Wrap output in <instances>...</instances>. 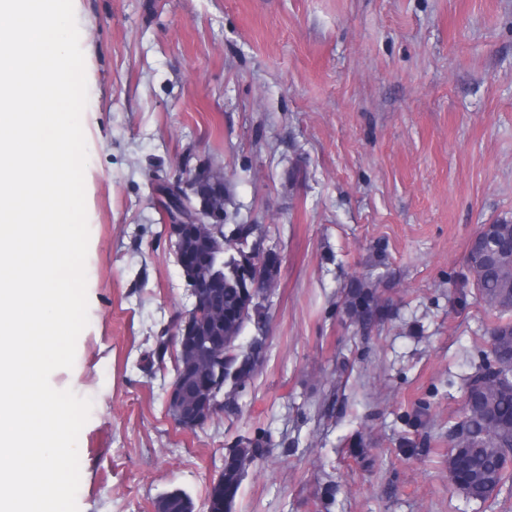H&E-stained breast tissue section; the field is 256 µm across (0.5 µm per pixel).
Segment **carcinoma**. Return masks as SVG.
Returning <instances> with one entry per match:
<instances>
[{
  "instance_id": "cac0c4a2",
  "label": "carcinoma",
  "mask_w": 512,
  "mask_h": 512,
  "mask_svg": "<svg viewBox=\"0 0 512 512\" xmlns=\"http://www.w3.org/2000/svg\"><path fill=\"white\" fill-rule=\"evenodd\" d=\"M177 262H186L203 281L212 278L215 267L208 249L180 248ZM467 262L476 288L483 301L500 311L512 309V251L507 244L489 253H468ZM205 305L224 311V323L201 320L197 326L196 348L207 349L209 343L221 338L230 340L239 331L238 319L248 310L249 322L257 323L254 342L266 339L267 306L255 303L238 288L231 263H224L223 279L211 288ZM388 301L381 299L377 289L366 281L351 282L345 292L344 308L354 321L364 327L386 314ZM492 363L467 378L463 418L450 431L448 477L468 500L485 502L507 478L512 465V323L493 327ZM255 365L244 360V350L224 351V380L230 377L244 382L254 376ZM265 453L260 439L240 438L224 449V501L228 512H234L243 478L248 467ZM158 505L167 512H181L183 491L165 493Z\"/></svg>"
}]
</instances>
